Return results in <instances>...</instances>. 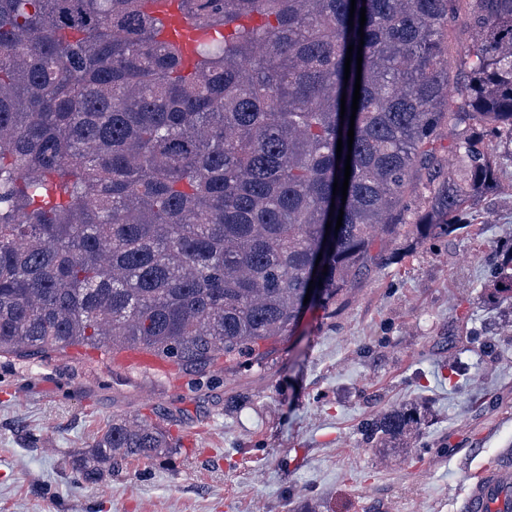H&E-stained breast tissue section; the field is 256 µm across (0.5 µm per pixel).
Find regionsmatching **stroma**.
Here are the masks:
<instances>
[{"label":"stroma","mask_w":512,"mask_h":512,"mask_svg":"<svg viewBox=\"0 0 512 512\" xmlns=\"http://www.w3.org/2000/svg\"><path fill=\"white\" fill-rule=\"evenodd\" d=\"M465 4L448 20L449 89L464 75ZM496 181L453 237H385L332 310L308 307L262 360L143 369L135 349L0 356V512H458L461 492L512 447V140L492 142ZM461 358L463 374L449 377ZM422 407L392 457L364 420ZM158 422L175 446L110 480H74L117 418Z\"/></svg>","instance_id":"obj_1"}]
</instances>
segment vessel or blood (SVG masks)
I'll return each mask as SVG.
<instances>
[{
  "instance_id": "vessel-or-blood-1",
  "label": "vessel or blood",
  "mask_w": 512,
  "mask_h": 512,
  "mask_svg": "<svg viewBox=\"0 0 512 512\" xmlns=\"http://www.w3.org/2000/svg\"><path fill=\"white\" fill-rule=\"evenodd\" d=\"M148 7L165 18V37H180L184 52H191L197 34L182 26L181 0H149ZM460 508L462 512H512V451L483 468L477 481L465 489Z\"/></svg>"
}]
</instances>
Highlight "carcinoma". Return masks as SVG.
Listing matches in <instances>:
<instances>
[{
  "label": "carcinoma",
  "instance_id": "carcinoma-1",
  "mask_svg": "<svg viewBox=\"0 0 512 512\" xmlns=\"http://www.w3.org/2000/svg\"><path fill=\"white\" fill-rule=\"evenodd\" d=\"M147 2L0 0V355L255 358L295 326L323 248L326 308L377 233L453 236L494 180L487 137L512 136V0H465L473 39L453 102L445 36L459 0H356L352 20L351 0H182L200 33L189 66ZM361 41L352 121L345 58ZM445 126L457 169L408 224ZM348 154L344 198L333 183ZM421 422L405 405L362 432L403 453ZM173 447L158 425L115 419L77 481Z\"/></svg>",
  "mask_w": 512,
  "mask_h": 512
}]
</instances>
